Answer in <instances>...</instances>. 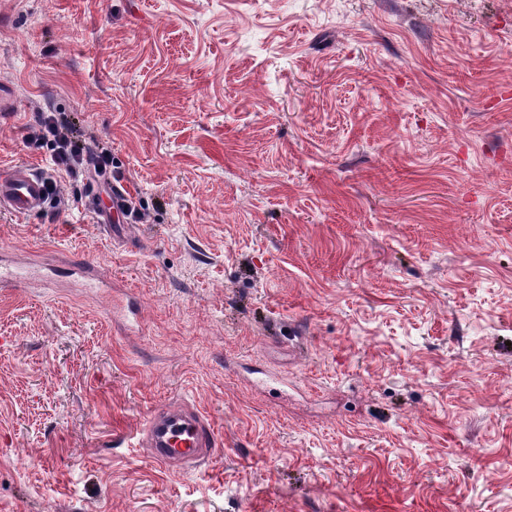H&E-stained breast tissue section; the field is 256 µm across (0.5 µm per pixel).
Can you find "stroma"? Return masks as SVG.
Listing matches in <instances>:
<instances>
[{
	"instance_id": "obj_1",
	"label": "stroma",
	"mask_w": 512,
	"mask_h": 512,
	"mask_svg": "<svg viewBox=\"0 0 512 512\" xmlns=\"http://www.w3.org/2000/svg\"><path fill=\"white\" fill-rule=\"evenodd\" d=\"M0 85V167L74 116L145 214L0 212L112 279L0 295V512H512V0H0ZM140 448L164 466L192 468L214 455L219 446L205 417L184 402L157 408L141 429Z\"/></svg>"
}]
</instances>
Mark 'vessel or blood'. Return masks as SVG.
Segmentation results:
<instances>
[{"label": "vessel or blood", "instance_id": "b4317fda", "mask_svg": "<svg viewBox=\"0 0 512 512\" xmlns=\"http://www.w3.org/2000/svg\"><path fill=\"white\" fill-rule=\"evenodd\" d=\"M49 201L47 181L26 163L0 171V210L26 216L44 210ZM139 447L165 466L192 468L214 455L219 446L205 417L183 402L157 408L140 432Z\"/></svg>", "mask_w": 512, "mask_h": 512}]
</instances>
